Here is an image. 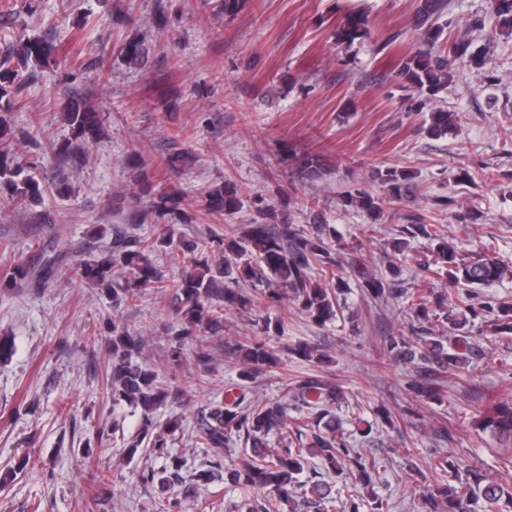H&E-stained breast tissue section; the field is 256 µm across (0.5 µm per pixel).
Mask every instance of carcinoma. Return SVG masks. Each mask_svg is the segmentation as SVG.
I'll return each instance as SVG.
<instances>
[{
  "label": "carcinoma",
  "mask_w": 512,
  "mask_h": 512,
  "mask_svg": "<svg viewBox=\"0 0 512 512\" xmlns=\"http://www.w3.org/2000/svg\"><path fill=\"white\" fill-rule=\"evenodd\" d=\"M448 8V0H418L417 15L422 33V45L404 57L398 71L413 90L430 91L447 87L452 81L455 61L466 55L469 44L459 41L452 55L434 56L432 48L443 30L434 21ZM493 10L500 27L512 29V0H493ZM365 18L360 14L347 15L336 30L338 40L352 42L363 36ZM122 54L130 66H141L148 51L144 41L130 39L122 46ZM56 49L38 37L19 39L0 52V139L13 133L10 114L19 103L21 85L26 80L27 64L54 61ZM70 136L54 147L55 159L82 166L85 147L107 135L101 113L79 98H70L60 112ZM452 125V115L431 112L424 128L432 137H442ZM171 137L164 162L172 171H181L190 164L188 151ZM126 164L138 171L136 182L141 195L149 197L155 221L150 235L140 238L116 231L112 245L98 255L80 260L70 270V276L90 287L104 286L114 299L140 302L165 289L172 291L180 316L176 346L165 361L167 368L179 365L182 346L187 340L213 332L224 326V311L231 308L249 309L257 303L269 307L294 305L313 321L324 324L336 317L338 296L346 282L342 276L343 264L336 259V236L324 224L311 234L291 224L273 228L269 224H250L239 231L233 224L224 225V234L214 238V245L204 249L194 240L178 232V225L165 217L184 219L182 194L175 187L165 189L156 184L140 163L138 154L127 156ZM300 174L315 178L325 173L324 157L307 153L296 161ZM379 179L390 186L389 198L402 196V187L408 173L388 169ZM8 191L9 199L19 204L38 202L48 192L60 196L68 194L66 180L45 183L33 172V165L14 162L0 152V190ZM204 209L210 213L234 214L240 198L233 188L222 185L209 187L203 193ZM346 203L362 210L372 220L384 213L383 201L366 191L350 193ZM415 237L422 235L434 242L432 258L422 260L407 253V239L397 238L392 248L404 261H415L424 273H447L448 286L475 288L487 286L507 275L495 260L489 246L480 242V236L470 224L463 225V233L471 248H463L448 239L434 224H413L405 228ZM51 255L47 256L39 273L24 263L14 265L12 271L0 278V288L11 291L30 287L48 280L58 260L69 255L70 243L60 232H55ZM169 249L172 257L186 259L181 277L172 281L163 279L151 259L159 248ZM402 273L399 265L389 266V274L358 271L360 287L372 299L389 301L402 299L407 312L419 320L429 319L428 296L411 295L394 287ZM491 325L498 334H512V307L487 306ZM476 315L475 307L459 311L453 305L443 310L440 323L449 332L447 336H418L407 339L393 336L379 348V360L422 362L428 372L409 383L415 395L427 402L441 400V390L434 384V376L441 372L462 373L469 366L474 347L468 336L459 334ZM143 340L132 334L120 321L112 320V402H124L141 409L143 413L139 443L147 442L150 451L167 460L160 483L171 481L175 489L158 500V512H183L185 504L195 497L196 488L215 477V471L224 470V483L233 487L257 488L266 491L269 498L254 512H296V499H303L307 512H325L326 505L336 501L341 491L336 483L317 478L319 470L341 479L344 488L358 485L368 489L374 462L342 437V419L336 416V407L343 400V392L309 375L292 387L293 403L266 400L244 403V397L234 396L216 403L208 417L201 420L196 439L210 448L215 460L210 468L201 469L186 481L180 475L183 461L170 454L167 437L181 429L179 420L167 422L164 429L155 426L150 414L167 397L169 388L159 381L158 371L150 365L133 361L142 354ZM292 354L309 362H318L323 353L319 347L299 341L290 347ZM234 355L239 358V375L251 378L267 368L278 365L273 348L253 336H243L236 342ZM475 427L489 431L512 443V393L502 397ZM278 437V447H269L268 436ZM243 438L238 459L225 466L224 448L233 437ZM422 512H512V484L478 469H468L453 484L445 483L436 492L422 495Z\"/></svg>",
  "instance_id": "1"
}]
</instances>
